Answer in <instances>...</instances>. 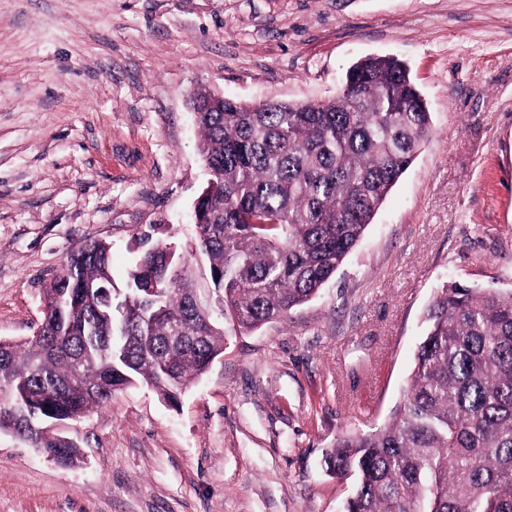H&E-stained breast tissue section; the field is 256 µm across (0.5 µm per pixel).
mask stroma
Returning a JSON list of instances; mask_svg holds the SVG:
<instances>
[{
    "instance_id": "stroma-1",
    "label": "stroma",
    "mask_w": 512,
    "mask_h": 512,
    "mask_svg": "<svg viewBox=\"0 0 512 512\" xmlns=\"http://www.w3.org/2000/svg\"><path fill=\"white\" fill-rule=\"evenodd\" d=\"M368 55L404 61L432 132L336 275L286 318L224 325L174 407L117 392L62 431L64 468L0 433V512H343L325 452L400 404L435 288L512 289V0H0V339L88 240L169 227L199 282L208 172L195 91L324 102Z\"/></svg>"
}]
</instances>
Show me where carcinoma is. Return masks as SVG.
<instances>
[{"mask_svg": "<svg viewBox=\"0 0 512 512\" xmlns=\"http://www.w3.org/2000/svg\"><path fill=\"white\" fill-rule=\"evenodd\" d=\"M333 100L259 106L195 95L200 149L217 192L195 225L209 286L171 243L145 249L125 292L143 317L112 316V246L90 241L43 288L45 327L0 342V432L81 463L43 431L140 383L168 403L224 352V317L244 330L287 315L332 278L431 133V113L401 61L367 57ZM403 398L370 434L326 452L355 478L345 512H512V291L444 285L424 311Z\"/></svg>", "mask_w": 512, "mask_h": 512, "instance_id": "carcinoma-1", "label": "carcinoma"}]
</instances>
